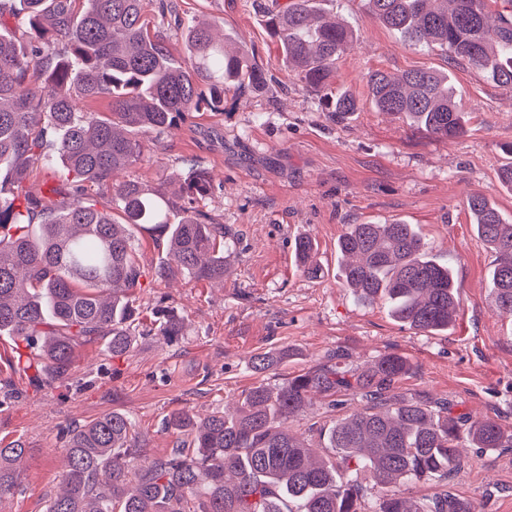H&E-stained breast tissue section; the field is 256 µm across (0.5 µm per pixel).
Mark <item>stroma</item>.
Here are the masks:
<instances>
[{"label": "stroma", "mask_w": 512, "mask_h": 512, "mask_svg": "<svg viewBox=\"0 0 512 512\" xmlns=\"http://www.w3.org/2000/svg\"><path fill=\"white\" fill-rule=\"evenodd\" d=\"M181 17L218 20L225 34L252 50L274 83L268 93H227L220 112L191 113L178 129L143 139L149 163L123 172L149 186L184 178L193 168L212 178L205 209L231 243L220 283L180 276L158 281L168 260L164 240L133 229L143 271L135 296L142 314L158 305L183 316V336L165 340L141 330L132 350L115 356L104 341L78 347L71 375L46 386L15 367L17 345L0 336V445L25 448L19 491L0 512H46L59 486L68 425L109 412L127 415L141 458L169 454L175 436L171 413L206 417L233 409L254 386L278 387L327 363L335 353L364 368L387 353L411 368L395 390L448 401L462 418L495 417L512 429V319L490 303L488 271L495 256L476 237L467 205L482 195L512 216V191L498 174L512 146V87L465 63L449 62L437 48L414 46L369 16L362 0H324L327 14L357 33L354 52L336 63L332 87L355 94L361 109L336 123L317 98L285 67L266 27L267 11L286 0H172ZM447 71L468 133L455 140L428 136L394 115L376 111L366 75L397 76L412 69ZM416 225L430 254L451 266L460 292L454 324L428 334L396 321L380 303L363 304L340 271L338 241L350 224ZM317 245V277L294 256L298 237ZM277 355L265 372L254 355ZM316 398L291 422L293 432L317 442L318 430L355 408ZM449 493L476 512H512V448H464Z\"/></svg>", "instance_id": "obj_1"}]
</instances>
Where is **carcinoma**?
<instances>
[{
  "instance_id": "carcinoma-1",
  "label": "carcinoma",
  "mask_w": 512,
  "mask_h": 512,
  "mask_svg": "<svg viewBox=\"0 0 512 512\" xmlns=\"http://www.w3.org/2000/svg\"><path fill=\"white\" fill-rule=\"evenodd\" d=\"M371 17L413 45L437 47L512 86V0H364ZM0 0V28L9 17L26 25L28 47L0 34V335L25 343L16 365L33 379L69 378L75 350L108 339L114 356L128 353L139 317L134 292L142 271L130 228L166 239V280L188 275L224 280V225L203 210L207 175L188 174L174 191L116 174L145 161L140 136L178 126L191 112L224 109V90H270L272 79L253 51L216 39L215 21L187 22L186 61L175 63L150 32L144 0ZM283 61L324 98L336 122L360 111L348 91L330 92L336 61L354 48L355 31L328 17L317 0H287L267 13ZM374 108L406 119L444 140L465 135L448 75L416 69L395 78L369 72ZM108 96L112 112L95 115L79 101ZM57 171L50 200L26 188L35 165ZM474 231L495 253L489 277L494 311L512 318V222L482 195L468 199ZM342 273L358 301L385 302L398 321L425 333L448 330L459 306L450 269L429 257L412 224H351L339 240ZM296 257L315 277L314 241L300 237ZM157 334L183 335L184 321L156 310ZM410 364L380 357L365 370L323 365L275 390L251 388L232 413L196 420L172 413L166 426L176 448L135 471L139 454L132 420L112 412L69 432L61 490L47 512H362L357 471H372L382 491L374 512H474L440 489L415 500L398 480L443 483L460 465L459 418L448 402L404 399L396 380ZM314 394L360 402L320 430L316 449L288 427ZM475 448H512V430L493 418L470 423ZM25 449L0 447V500L20 488ZM466 504L461 509L459 505Z\"/></svg>"
}]
</instances>
